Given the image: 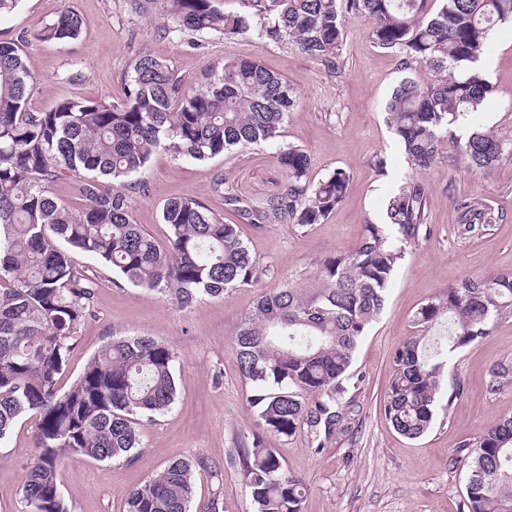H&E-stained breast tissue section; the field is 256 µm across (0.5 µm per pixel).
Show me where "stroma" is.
Segmentation results:
<instances>
[{"label": "stroma", "instance_id": "stroma-1", "mask_svg": "<svg viewBox=\"0 0 512 512\" xmlns=\"http://www.w3.org/2000/svg\"><path fill=\"white\" fill-rule=\"evenodd\" d=\"M78 13L80 37L55 43L32 39L34 29L61 9ZM162 4L152 14L132 12L129 0H22L0 18V40L21 42L34 73L28 102L44 111L63 97L123 101L125 80L144 51L166 59L191 84L209 64L254 58L281 75L293 88L297 106L277 144L303 148L318 180L336 169L351 182L343 202L321 224L303 228L288 222L241 230L251 254L266 275L259 283L180 306L172 295L135 287L111 267L89 255L76 261L94 273L97 288L91 313L77 328L75 348L62 378L70 385L90 358L115 336L148 335L175 352L177 398L172 407L140 432L142 451L130 464L97 462L84 457L59 470L60 488L71 512H124L126 493L155 475L169 461L202 456L221 470L223 486L210 471L197 472L191 512H205L215 489H222L225 512H255L229 454L234 434L257 431L259 420L249 404L251 390L239 374L231 351L232 336L256 306L275 288L310 283L330 256L356 247L364 225L385 221L389 196L406 182L429 191L431 232L413 247L397 271L381 318L356 352L353 371L361 376L360 413L349 436L313 453L305 435L267 436L288 472L307 487L304 512H460L467 471L452 456L512 415V387L491 394L485 389L491 369L512 360V318L501 320L489 336L465 348L445 370L444 385L462 383V394L448 410L438 411L420 438L399 435L386 419L383 399L394 350L413 336L416 311L465 277H488L512 271V159L488 172L470 169L451 141H443L436 162L413 169L394 138L386 105L403 78L429 83L427 67L402 70L398 59L372 41L370 26L350 19L338 68L304 54L289 40L261 37L260 19L247 34L232 40L215 34L173 33L160 37L165 23ZM493 66L484 74L494 93L478 116L485 130L512 138V28L504 27L484 53ZM270 146L239 149L197 162L156 154L138 182L126 187L130 214L159 244L168 241L162 205L190 196L226 221L228 211L215 178L234 182L239 195L260 205L280 194L286 175ZM385 166H378V159ZM484 198L501 219L468 233L458 222L460 197ZM37 417L26 416L0 445V512H19L24 467L33 456Z\"/></svg>", "mask_w": 512, "mask_h": 512}]
</instances>
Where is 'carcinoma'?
Masks as SVG:
<instances>
[{"mask_svg": "<svg viewBox=\"0 0 512 512\" xmlns=\"http://www.w3.org/2000/svg\"><path fill=\"white\" fill-rule=\"evenodd\" d=\"M266 18L258 36L287 38L306 55L340 60L352 17L370 24L373 43L405 70L433 73L424 86L403 79L387 106L388 125L412 166L436 161L442 134L474 123L491 93L477 62L491 33L512 25V0H244ZM161 35L216 33L233 39L250 30L248 16L224 12L220 0H164ZM80 17L62 9L32 37L65 42ZM32 72L20 43L0 41V442L17 421L39 417L34 455L20 488V512H70L57 471L74 455L132 462L144 424L174 404L173 349L151 336H114L67 388L60 387L77 327L90 315L97 286L75 264L85 253L112 266L134 286L170 293L183 306L257 283L259 267L240 225L283 219L301 227L324 223L343 201L350 175L337 169L310 177V157L277 147L287 175L282 193L263 206L241 198L224 176L216 188L238 223H226L190 197L164 204L163 248L133 222L123 189L160 152L205 161L236 148L274 144L296 107L287 81L253 59L208 68L188 85L163 58L143 52L127 76L125 100L63 98L50 109L28 108ZM470 168L489 171L512 158V141L475 130L457 143ZM60 180L78 185L85 207L56 198ZM459 224L472 233L500 221L484 199L458 201ZM385 224H366L357 248L325 259L311 285L277 288L260 297L235 331L232 351L253 387L250 404L263 433L241 435L233 449L242 485L256 512H303L304 483L288 475L264 435L304 433L321 452L345 436L360 412L359 380L350 373L359 341L382 314L408 248L429 235V200L408 182L390 197ZM512 318V271L463 278L422 305L420 333L392 356L384 410L401 435L422 437L442 399L453 356ZM512 385V363L490 374L486 389ZM466 466L467 512H512V416L456 450ZM202 457L179 458L126 494L125 512H190Z\"/></svg>", "mask_w": 512, "mask_h": 512, "instance_id": "carcinoma-1", "label": "carcinoma"}]
</instances>
